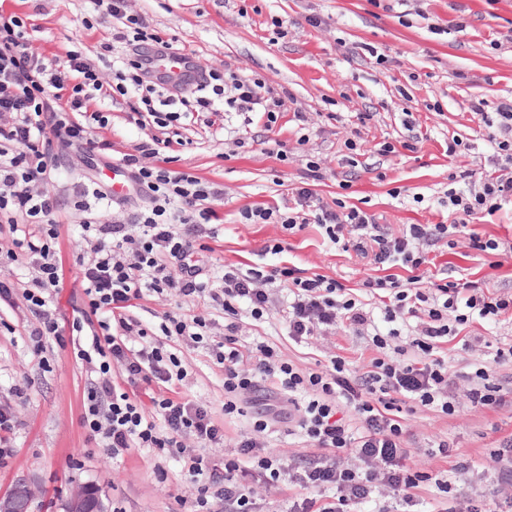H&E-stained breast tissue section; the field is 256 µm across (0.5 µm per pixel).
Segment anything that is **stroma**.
<instances>
[{"mask_svg": "<svg viewBox=\"0 0 512 512\" xmlns=\"http://www.w3.org/2000/svg\"><path fill=\"white\" fill-rule=\"evenodd\" d=\"M134 5L155 33L191 53L202 68L228 66L245 79L261 75L285 100V112L269 130L232 111L223 132L212 133L200 119L182 131L194 145L179 152L180 167L222 183L226 193L210 264L288 265L359 287L371 275L370 265L354 251L334 247L318 225L293 233L279 224H245L240 209L286 206L291 189L305 185V162L312 159L321 166L314 190L324 202L357 205L396 233L407 224L451 222L448 190L479 181L493 167V130L483 117L512 98V0H135ZM1 12L28 17L35 45L61 60L73 48L95 58L117 25L97 14L92 0H0ZM276 19L287 26L286 37L276 35ZM378 52L385 64H376ZM476 101L482 114L471 110ZM103 108L110 123L100 135L111 140L114 151H133L156 133L128 123L125 101L108 99ZM407 117L414 129L404 126ZM412 133L422 138L414 151L403 146ZM239 138L244 146H236ZM454 139L461 147L451 157L446 147ZM281 145L287 158L277 153ZM57 155L58 174L48 188L63 203L58 251L65 282L53 305L68 317L84 250L83 214L71 204L73 188L86 175L104 187L111 179L106 168L89 169L71 150ZM268 244L280 245V253H264ZM430 256L424 279L443 275L512 293L510 256L486 255L463 244L452 250L433 246ZM169 311L223 318L208 304L175 297L146 298L133 313L154 329ZM239 318L245 341L265 339L303 369L315 367L329 351L356 371L372 356L363 336L341 331L331 341L301 347L289 342L277 312L262 324L245 310ZM37 324L26 308L0 305V406L16 419L12 455L0 464V495L23 479L35 491L33 512H63L64 503L84 486L99 491L107 512H182V501L196 490L183 459H162L145 448L113 459L89 441L81 414L90 373L72 348L55 342L33 353L28 336ZM467 333L488 345L474 353L445 345L443 355L459 376L473 372L475 360L492 361L494 341L512 336V318L476 323ZM164 345L187 373L176 392L223 415L224 371L208 349L177 339ZM409 423L411 463L447 472L454 495L506 512L507 503L493 495L498 474L488 459L494 441L512 432L511 409L474 408L463 398L454 415L419 410ZM439 440L453 444L452 457L430 454ZM460 459L475 461L478 470L456 472Z\"/></svg>", "mask_w": 512, "mask_h": 512, "instance_id": "35a3bbf8", "label": "stroma"}]
</instances>
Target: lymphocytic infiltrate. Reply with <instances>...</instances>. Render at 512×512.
Returning <instances> with one entry per match:
<instances>
[{
	"mask_svg": "<svg viewBox=\"0 0 512 512\" xmlns=\"http://www.w3.org/2000/svg\"><path fill=\"white\" fill-rule=\"evenodd\" d=\"M94 4L118 21L112 41L126 48L108 86L82 52L68 51L62 62L47 58L34 51L26 18L0 14V238L9 240L0 249V302L23 299L37 318L29 334L34 352L51 340L76 346L92 375L83 395L89 439L114 459L133 448L185 455L187 472L197 482L189 512H214L220 503L230 512H255V485L275 488L285 481L302 492L288 512H355L377 497L392 498L408 512L417 504L416 489L430 481L447 496L442 512H487L482 501L451 496L442 474L407 464L409 427L402 407L454 414L457 382L443 346L473 321H495L512 312V294L445 278L424 287L419 276L429 262L424 247L431 242L453 247L463 236L473 250L500 251L499 241L468 233L467 227L512 199V100L498 107L493 137L497 170L477 186L448 191L453 223L409 224L393 234L358 206L324 204L312 187L321 167L311 159L306 162L310 184L297 189L293 205L241 209L248 224H279L289 231L319 224L332 244L368 258L376 273L363 280L358 293L336 279L295 267L205 269L200 256L219 236L215 206L224 200V187L173 166L172 155L187 148L186 140L153 138L138 153L117 159L146 193L148 206L130 214L114 208L110 195L94 181L81 183L76 192L74 206L86 214L87 248L79 259L82 305L67 321L52 301L62 280L55 249L60 203L42 185L55 174V147L103 156L111 150V142L97 135L109 124L97 101L128 97L129 120L161 129L184 115L204 112L218 118L228 109L262 114L272 124L285 106L261 79H243L229 69L202 71L195 88L164 95L146 65L144 50L158 37L145 18L131 9L130 0ZM146 155L152 164L143 163ZM21 260L32 270L31 284L23 290L8 272ZM277 281L287 290L281 321L289 339L307 344L342 328L367 334L373 356L363 373L335 354L304 371L265 342H241L239 307L263 322L267 287ZM172 295L207 299L224 313V335L210 344L213 360L224 370V413L252 419L236 442L234 457L205 456V449L223 446V422L206 403L171 391L185 372L162 340L174 336L205 342L206 318L164 314L163 337L157 340L130 313L144 298ZM368 296L379 301L382 322L367 311ZM383 322L388 332L380 331ZM508 363L511 339L499 341L493 363L466 376L472 406L497 409L512 402V389L496 376L497 366ZM281 424L298 427L308 447L318 450L317 459L284 466L269 446ZM191 445L197 454H188Z\"/></svg>",
	"mask_w": 512,
	"mask_h": 512,
	"instance_id": "lymphocytic-infiltrate-1",
	"label": "lymphocytic infiltrate"
}]
</instances>
